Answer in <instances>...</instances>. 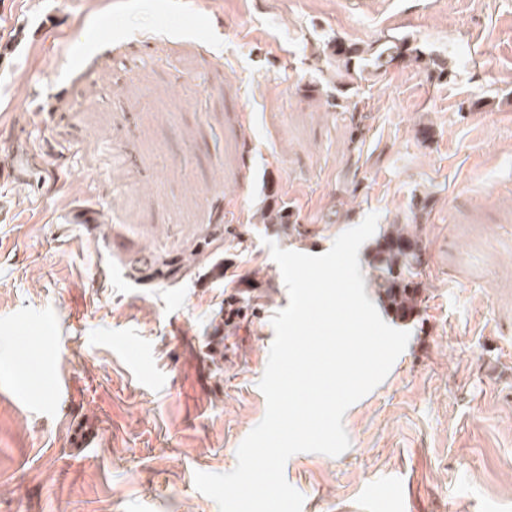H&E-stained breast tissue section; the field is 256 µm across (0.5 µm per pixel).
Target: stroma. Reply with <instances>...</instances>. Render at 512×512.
<instances>
[{
  "label": "stroma",
  "instance_id": "35a3bbf8",
  "mask_svg": "<svg viewBox=\"0 0 512 512\" xmlns=\"http://www.w3.org/2000/svg\"><path fill=\"white\" fill-rule=\"evenodd\" d=\"M409 38L368 119L329 106L328 41ZM428 136H421V129ZM0 512H219L266 412L289 304L269 243L327 252L421 221L419 313L339 456L284 467L302 512H512V0H0ZM279 199L302 235L264 224ZM224 215L225 273L136 284L111 253ZM114 235L102 238L99 225ZM246 316L224 325V301ZM95 426L89 447L76 425Z\"/></svg>",
  "mask_w": 512,
  "mask_h": 512
}]
</instances>
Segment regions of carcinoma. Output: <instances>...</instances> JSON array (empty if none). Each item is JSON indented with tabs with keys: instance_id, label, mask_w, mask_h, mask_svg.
<instances>
[{
	"instance_id": "obj_1",
	"label": "carcinoma",
	"mask_w": 512,
	"mask_h": 512,
	"mask_svg": "<svg viewBox=\"0 0 512 512\" xmlns=\"http://www.w3.org/2000/svg\"><path fill=\"white\" fill-rule=\"evenodd\" d=\"M330 56L341 64L338 81L334 85V99L350 98L354 86L367 80V76L387 69L407 59L419 60L422 52L403 37H391L378 47L367 49L355 43L337 40L327 44ZM366 116L358 104H353L350 116V140L364 136ZM263 223L280 224L290 231L299 230L298 217L285 201L276 200L263 212ZM224 250V217L216 215L211 223L183 245L158 252L146 247L125 249L119 261L130 278L141 285L173 284L192 276L196 270L213 266ZM373 283L381 303L396 317L406 319L418 313L423 303L419 288L422 265L419 239L412 224H389L375 240L369 254Z\"/></svg>"
}]
</instances>
